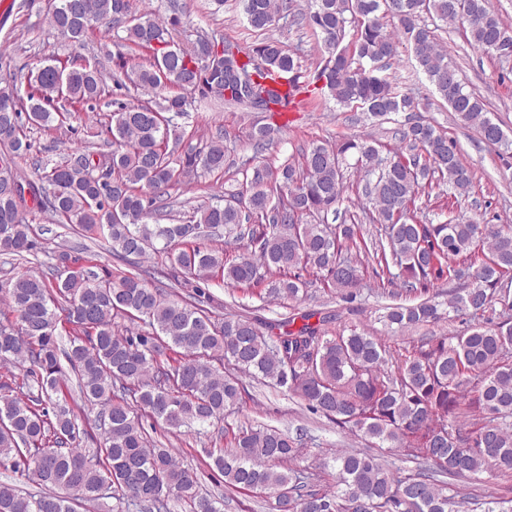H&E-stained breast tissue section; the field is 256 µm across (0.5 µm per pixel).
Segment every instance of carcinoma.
I'll return each instance as SVG.
<instances>
[{
  "mask_svg": "<svg viewBox=\"0 0 512 512\" xmlns=\"http://www.w3.org/2000/svg\"><path fill=\"white\" fill-rule=\"evenodd\" d=\"M248 25L264 31L290 11L288 0H241ZM396 19L388 30L378 12ZM460 23L470 45L512 60V29L492 0H312L292 23L321 38L328 57L311 82L299 81L297 55L268 38L224 63V39L174 40L176 16L131 12L129 0H53L47 26L81 44L96 24L112 26V44L149 54L128 70L118 63L105 79L99 62L81 56L46 64L0 87V252H38L30 222L48 214L69 229L96 234L109 250L165 255L185 276L228 287L259 289L265 302L302 300L316 282L347 298L361 285V257L376 263L391 294L417 293L416 304L385 307L383 322L412 326L469 317L464 333L433 336L394 352L352 326L327 335L313 312L268 325L245 315H212L198 302L135 274L116 279L55 256L51 276L31 268L6 283L9 316L0 318V468L28 477L38 490L0 484V512H76L80 502L113 499L112 512H221L197 475L167 448L151 445L143 419L177 432L212 426L238 409L239 375L297 395L336 427L389 448L413 467L392 469L373 453H332L334 484L291 468L297 440L269 426L239 427L234 451L213 458L214 476L233 490H260L281 512H459L458 483L488 469L512 471V320L485 316L512 274V225L450 217L438 223L415 207L435 188L459 202L473 193L469 167L454 140L432 122L409 116L405 147L382 154L367 140L313 143L295 160L226 163L224 135L205 144L185 140L178 120L196 98L251 107L266 95L278 115L289 98L309 105L327 97L358 106L377 121L414 110L396 79L377 74L405 46L435 93L489 145L509 151L512 138L465 89L442 50L439 23ZM349 42H344L347 35ZM148 99L131 101L130 92ZM111 98L112 112L88 117L95 131L52 166L24 182L16 159L32 149L30 133L59 131L75 114ZM279 127L255 129L254 147ZM354 158L349 163L348 158ZM360 173L370 204L331 224L343 199L346 172ZM222 173L227 187L192 208L178 224H149L161 198L180 192L198 172ZM194 238L224 233L234 246L203 247ZM459 281L448 292L441 286ZM67 326L68 347L58 344ZM67 366H62L61 361ZM99 411V447L82 448L87 407ZM471 512H512V498L473 502Z\"/></svg>",
  "mask_w": 512,
  "mask_h": 512,
  "instance_id": "cac0c4a2",
  "label": "carcinoma"
}]
</instances>
